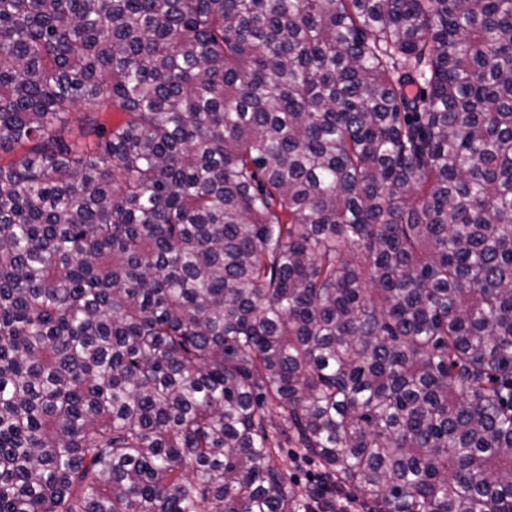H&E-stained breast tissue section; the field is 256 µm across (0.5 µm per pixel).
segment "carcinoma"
I'll return each mask as SVG.
<instances>
[{
    "label": "carcinoma",
    "mask_w": 512,
    "mask_h": 512,
    "mask_svg": "<svg viewBox=\"0 0 512 512\" xmlns=\"http://www.w3.org/2000/svg\"><path fill=\"white\" fill-rule=\"evenodd\" d=\"M17 149L0 512H512V0H0ZM294 451L295 448H281L279 453L281 469L288 486L317 481L320 475L318 467L312 463L298 460Z\"/></svg>",
    "instance_id": "obj_1"
}]
</instances>
